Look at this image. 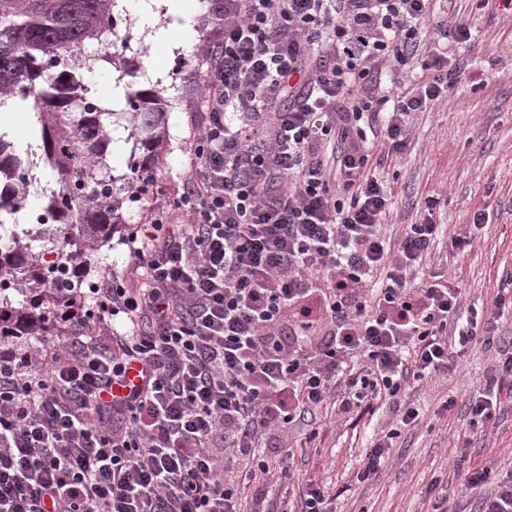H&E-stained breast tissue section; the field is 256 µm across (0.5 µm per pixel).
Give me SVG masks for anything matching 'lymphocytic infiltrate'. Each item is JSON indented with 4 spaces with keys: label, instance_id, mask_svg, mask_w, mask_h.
Masks as SVG:
<instances>
[{
    "label": "lymphocytic infiltrate",
    "instance_id": "f902f5d3",
    "mask_svg": "<svg viewBox=\"0 0 512 512\" xmlns=\"http://www.w3.org/2000/svg\"><path fill=\"white\" fill-rule=\"evenodd\" d=\"M433 0H215L194 169L172 209L129 239L144 286L114 277L65 341L0 351V512H330L309 483L273 502L327 401L349 418L417 410L410 381L447 374L480 327L460 288L412 274L444 225L390 244L388 196L368 171L377 131L395 150L407 121L467 77L468 22ZM429 76L383 95L380 61ZM512 381V338L474 388L469 428ZM471 512H512V480L467 469Z\"/></svg>",
    "mask_w": 512,
    "mask_h": 512
}]
</instances>
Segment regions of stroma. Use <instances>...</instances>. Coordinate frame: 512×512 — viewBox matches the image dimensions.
Instances as JSON below:
<instances>
[{
  "label": "stroma",
  "instance_id": "35a3bbf8",
  "mask_svg": "<svg viewBox=\"0 0 512 512\" xmlns=\"http://www.w3.org/2000/svg\"><path fill=\"white\" fill-rule=\"evenodd\" d=\"M449 11L474 24L470 43L459 53L468 79L426 111L412 115L403 153H395L383 138H373L369 163L390 199L385 217L388 237L398 239L406 225L418 221L414 203L431 198L437 201L429 215L432 223L473 233L472 246L460 253L451 252L447 239H438L423 265L425 272L445 276L462 288L463 305L469 308L490 304L502 274L512 271V16L499 11L495 0H437L436 14ZM207 15V8L197 11L187 49L172 51L153 42L150 29L135 15L121 11L122 30L131 41L125 47L114 46L112 53L118 58L137 55L136 76H121L107 64L83 75L92 93L113 110L123 107L113 90L132 86H156L167 102L162 161L155 173L161 191L149 201L128 204L130 230L169 209L191 175V146L202 106L197 53L209 35ZM154 70L162 71V79H151ZM481 212L489 221L478 230L473 221ZM110 276L125 279L131 288L140 285L121 237L99 252L89 272L94 283ZM494 356V347L477 341L468 346L457 371L411 383L405 402L418 409L419 420L402 428L388 464L369 483H355L354 476L373 429L389 417L383 408L353 423L319 411L316 445L297 449V473L330 484L336 512H432L435 500L426 488L434 477L448 484V512H469L472 500L456 492L460 468L490 461L500 473L512 472L511 383H504L500 391L496 422L488 432L474 434L466 447L456 439L469 414L471 385L483 380ZM450 397L455 405L443 411ZM456 459L461 462L457 469L452 466Z\"/></svg>",
  "mask_w": 512,
  "mask_h": 512
}]
</instances>
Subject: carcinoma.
<instances>
[{"label": "carcinoma", "mask_w": 512, "mask_h": 512, "mask_svg": "<svg viewBox=\"0 0 512 512\" xmlns=\"http://www.w3.org/2000/svg\"><path fill=\"white\" fill-rule=\"evenodd\" d=\"M117 7V0H0V105L31 104L41 137L39 150L20 152L0 133V202L8 198L21 209L35 170L48 165L58 188L45 191V208L76 233L71 243L47 227L34 240L51 251H78L65 286L49 288L47 266L32 246L17 233L0 240V336H36L54 328L58 308L73 307L84 283L88 253L111 246L114 234L126 227L124 200L148 192L134 180L157 167L165 118L159 90H128L121 112L87 106L90 90L81 71L92 64L85 46L104 44ZM121 120L132 130L129 172L114 175L106 163L108 127Z\"/></svg>", "instance_id": "1"}]
</instances>
